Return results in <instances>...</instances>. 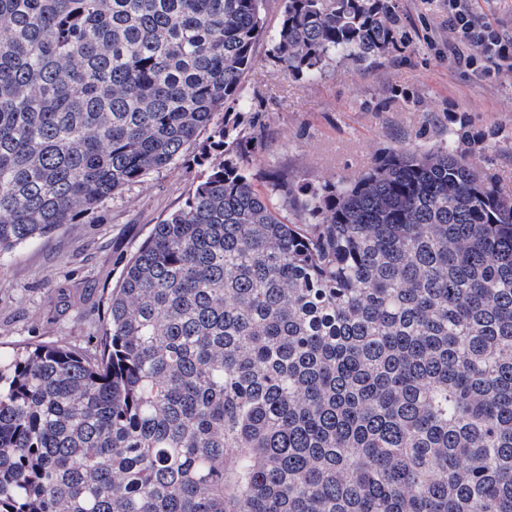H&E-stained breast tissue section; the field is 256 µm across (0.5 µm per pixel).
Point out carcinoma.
<instances>
[{
    "label": "carcinoma",
    "instance_id": "cac0c4a2",
    "mask_svg": "<svg viewBox=\"0 0 512 512\" xmlns=\"http://www.w3.org/2000/svg\"><path fill=\"white\" fill-rule=\"evenodd\" d=\"M263 0H0V255L166 169L267 36ZM393 0H285L284 69L395 44ZM302 187L217 155L100 350L0 358V512H512V194L460 145Z\"/></svg>",
    "mask_w": 512,
    "mask_h": 512
}]
</instances>
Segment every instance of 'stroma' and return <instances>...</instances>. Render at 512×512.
<instances>
[{
  "label": "stroma",
  "instance_id": "1",
  "mask_svg": "<svg viewBox=\"0 0 512 512\" xmlns=\"http://www.w3.org/2000/svg\"><path fill=\"white\" fill-rule=\"evenodd\" d=\"M397 42L373 63L339 59L315 79L284 71L261 40L243 81L249 105L227 106L214 123L229 129L224 155L255 188L297 219L303 185L354 180L383 154L430 146L467 124L474 165L512 192V68L457 65L448 0H393ZM203 130L175 165L148 174L81 223L0 257V355L56 344L96 352L123 267L154 224L181 208L204 171Z\"/></svg>",
  "mask_w": 512,
  "mask_h": 512
}]
</instances>
